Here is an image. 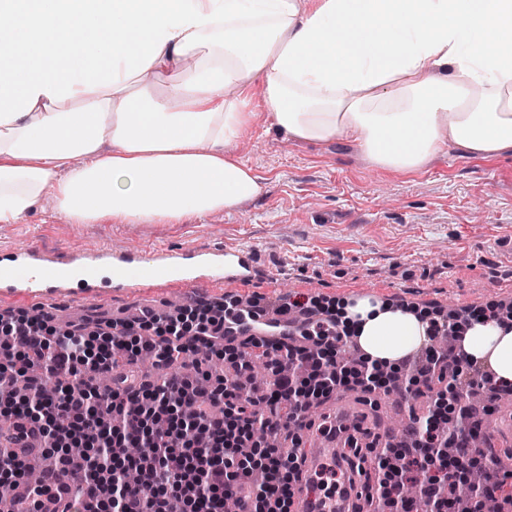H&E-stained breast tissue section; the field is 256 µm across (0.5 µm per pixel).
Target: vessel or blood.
Here are the masks:
<instances>
[{
  "label": "vessel or blood",
  "mask_w": 512,
  "mask_h": 512,
  "mask_svg": "<svg viewBox=\"0 0 512 512\" xmlns=\"http://www.w3.org/2000/svg\"><path fill=\"white\" fill-rule=\"evenodd\" d=\"M257 277L252 252L244 247L199 248L187 245L170 249L158 243H140L126 248L101 247L90 253L73 254L61 262L47 249L38 233L0 256V292L19 299L27 294H69L80 286L81 298L104 294H132L144 288L173 285L181 290L227 282L248 283ZM57 512L74 502L64 482L47 475ZM77 503V502H74ZM85 512L86 502L77 503ZM292 512H347V497L321 499L309 483L298 484L292 497Z\"/></svg>",
  "instance_id": "1"
}]
</instances>
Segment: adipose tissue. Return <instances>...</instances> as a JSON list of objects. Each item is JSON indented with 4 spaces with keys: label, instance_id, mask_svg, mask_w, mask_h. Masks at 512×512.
Returning <instances> with one entry per match:
<instances>
[{
    "label": "adipose tissue",
    "instance_id": "adipose-tissue-1",
    "mask_svg": "<svg viewBox=\"0 0 512 512\" xmlns=\"http://www.w3.org/2000/svg\"><path fill=\"white\" fill-rule=\"evenodd\" d=\"M254 93L289 138L344 139L405 174L448 148L512 153V0H0V223L48 191L76 224H178L258 198L227 152ZM336 312L386 365L429 326L376 295ZM461 345L512 383V330L475 321Z\"/></svg>",
    "mask_w": 512,
    "mask_h": 512
}]
</instances>
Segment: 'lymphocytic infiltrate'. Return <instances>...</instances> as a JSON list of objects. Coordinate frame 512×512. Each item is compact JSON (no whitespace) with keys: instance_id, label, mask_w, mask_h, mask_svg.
Listing matches in <instances>:
<instances>
[{"instance_id":"f902f5d3","label":"lymphocytic infiltrate","mask_w":512,"mask_h":512,"mask_svg":"<svg viewBox=\"0 0 512 512\" xmlns=\"http://www.w3.org/2000/svg\"><path fill=\"white\" fill-rule=\"evenodd\" d=\"M260 299L229 301L212 312L199 301L174 317L145 310L135 318L95 324L51 326V314L0 315L6 340L22 350L0 358V412L8 418L15 441L36 434L55 458L60 476L70 474L68 450L79 444L86 453L84 476L75 488L89 512H224L233 499L237 512H291L292 489L303 474L301 433L312 421V407L341 387L354 384L366 395L390 392L402 383L433 389L443 383L452 395L470 389L494 404L501 387L488 366L470 360L459 338L482 309L453 318H432L423 354L385 373L368 357L356 365L339 364L336 355L352 337L336 317L307 298L280 305L286 339H258L241 329L242 319L265 313ZM453 336L448 351L436 341ZM170 368L151 380L136 374L143 356ZM264 358L269 379L264 389L248 382L255 358ZM230 365L228 376L212 377L206 364ZM299 364L304 375H283L280 360ZM108 374L112 386L100 391L95 374ZM26 378L25 392L15 384ZM59 382L45 392L46 380ZM477 425L466 408L453 422L434 412L412 416L415 449L394 450L384 443L374 451L375 499L392 512H447L448 483L454 472L489 461L476 445ZM290 439L289 449L272 448L271 437ZM136 446L140 455H129ZM416 484L415 497L405 489Z\"/></svg>"}]
</instances>
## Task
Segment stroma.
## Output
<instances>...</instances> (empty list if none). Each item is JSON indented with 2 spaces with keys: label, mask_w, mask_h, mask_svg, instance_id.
I'll return each mask as SVG.
<instances>
[{
  "label": "stroma",
  "mask_w": 512,
  "mask_h": 512,
  "mask_svg": "<svg viewBox=\"0 0 512 512\" xmlns=\"http://www.w3.org/2000/svg\"><path fill=\"white\" fill-rule=\"evenodd\" d=\"M252 110L254 119L229 151L261 178L257 199L179 224L129 226L71 223L47 194L26 223L0 224V246H18L42 228L47 246L63 257L138 240L250 249L259 270L254 282L194 289V298L212 304L256 296L275 305L300 297L333 304L351 294L445 313L512 304V153L478 159L448 149L421 171L400 174L371 164L351 142L286 137L271 127L261 100H253ZM184 303L177 289L163 287L80 304L0 297V312L49 310L57 322L74 323L90 315L131 318L145 308L172 314ZM427 406V397L397 390L369 404L342 389L317 408V427L306 441L316 446L319 424L333 423L340 411L359 444L405 442L409 435L395 424L396 414L419 415Z\"/></svg>",
  "instance_id": "obj_1"
}]
</instances>
